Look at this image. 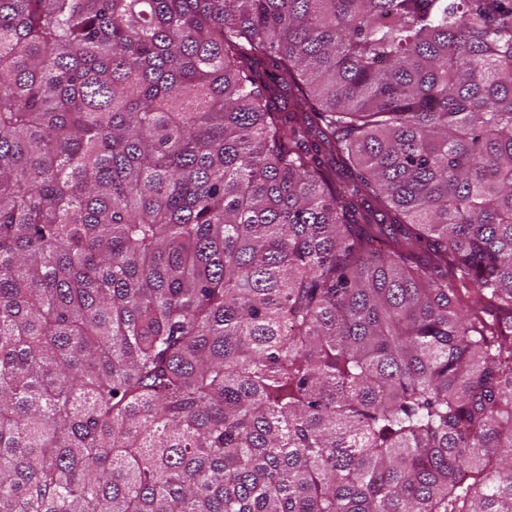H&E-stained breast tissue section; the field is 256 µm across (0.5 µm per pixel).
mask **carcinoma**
I'll use <instances>...</instances> for the list:
<instances>
[{
  "mask_svg": "<svg viewBox=\"0 0 512 512\" xmlns=\"http://www.w3.org/2000/svg\"><path fill=\"white\" fill-rule=\"evenodd\" d=\"M0 512H512V0H0Z\"/></svg>",
  "mask_w": 512,
  "mask_h": 512,
  "instance_id": "obj_1",
  "label": "carcinoma"
}]
</instances>
